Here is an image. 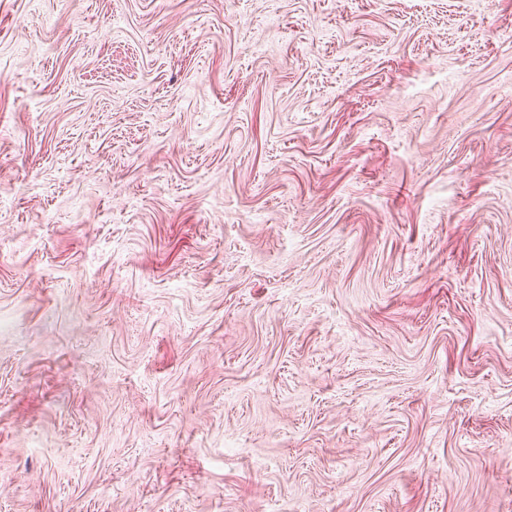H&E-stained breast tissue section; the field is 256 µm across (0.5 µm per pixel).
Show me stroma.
Wrapping results in <instances>:
<instances>
[{"mask_svg":"<svg viewBox=\"0 0 512 512\" xmlns=\"http://www.w3.org/2000/svg\"><path fill=\"white\" fill-rule=\"evenodd\" d=\"M0 512H512V0H0Z\"/></svg>","mask_w":512,"mask_h":512,"instance_id":"1","label":"stroma"}]
</instances>
